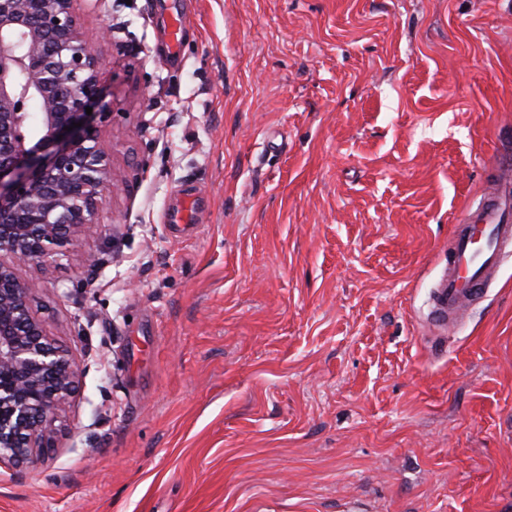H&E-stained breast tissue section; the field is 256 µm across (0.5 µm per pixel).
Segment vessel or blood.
<instances>
[{"label":"vessel or blood","instance_id":"1","mask_svg":"<svg viewBox=\"0 0 512 512\" xmlns=\"http://www.w3.org/2000/svg\"><path fill=\"white\" fill-rule=\"evenodd\" d=\"M512 251V170L470 205L452 228L447 265L433 290L434 326L448 328L479 300L496 275L502 256Z\"/></svg>","mask_w":512,"mask_h":512}]
</instances>
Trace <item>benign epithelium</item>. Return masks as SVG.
<instances>
[{
    "instance_id": "1",
    "label": "benign epithelium",
    "mask_w": 512,
    "mask_h": 512,
    "mask_svg": "<svg viewBox=\"0 0 512 512\" xmlns=\"http://www.w3.org/2000/svg\"><path fill=\"white\" fill-rule=\"evenodd\" d=\"M75 2L0 0V466L12 468L35 463L82 374L31 311L41 284L16 266L84 261L76 242L114 187L98 146L112 111Z\"/></svg>"
}]
</instances>
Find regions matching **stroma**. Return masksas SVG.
<instances>
[{
  "label": "stroma",
  "instance_id": "obj_1",
  "mask_svg": "<svg viewBox=\"0 0 512 512\" xmlns=\"http://www.w3.org/2000/svg\"><path fill=\"white\" fill-rule=\"evenodd\" d=\"M75 9L115 189L16 270L82 376L0 512H512V254L427 324L512 152V0Z\"/></svg>",
  "mask_w": 512,
  "mask_h": 512
}]
</instances>
